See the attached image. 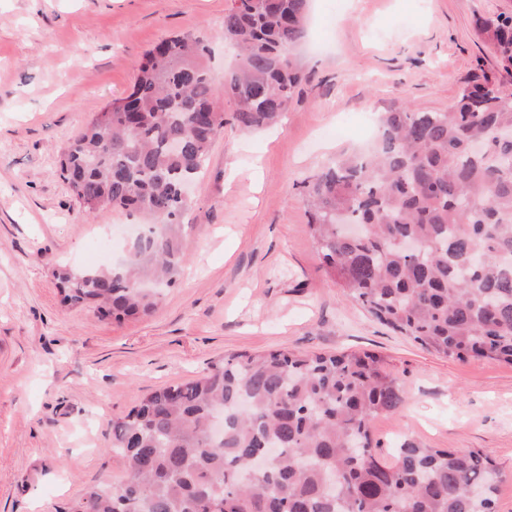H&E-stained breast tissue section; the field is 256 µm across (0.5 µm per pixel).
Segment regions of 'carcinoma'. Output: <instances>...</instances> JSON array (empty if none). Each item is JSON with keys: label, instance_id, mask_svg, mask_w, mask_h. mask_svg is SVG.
Masks as SVG:
<instances>
[{"label": "carcinoma", "instance_id": "obj_1", "mask_svg": "<svg viewBox=\"0 0 512 512\" xmlns=\"http://www.w3.org/2000/svg\"><path fill=\"white\" fill-rule=\"evenodd\" d=\"M309 0H233L224 41L236 68L217 81L208 43L168 38L132 91L93 114L60 155L88 219L137 215L109 268L55 270L62 301L100 317L148 316L186 262L185 183L224 127L278 122L307 80L293 53ZM512 69V16L477 23ZM512 90L492 78L443 112H385L373 149L302 182L326 273L374 319L459 361L512 365ZM181 144L173 152L169 145ZM413 239L416 253L403 248ZM403 403L369 353L228 355L199 377L144 396L112 420L119 483L85 487L61 512H497L502 475L482 450L406 440L383 460L371 424ZM274 457L262 470L253 458Z\"/></svg>", "mask_w": 512, "mask_h": 512}]
</instances>
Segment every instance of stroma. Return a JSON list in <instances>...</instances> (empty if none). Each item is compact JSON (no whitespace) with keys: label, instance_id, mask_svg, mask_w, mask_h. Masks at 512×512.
Returning a JSON list of instances; mask_svg holds the SVG:
<instances>
[{"label":"stroma","instance_id":"1","mask_svg":"<svg viewBox=\"0 0 512 512\" xmlns=\"http://www.w3.org/2000/svg\"><path fill=\"white\" fill-rule=\"evenodd\" d=\"M231 3L0 0V512H58L121 480L113 418L224 356L279 350L380 356L404 394L372 423L381 458L407 438L484 450L506 476L498 512H512V366L438 355L349 300L322 266L301 188L366 147L381 112L446 109L486 74L512 87L476 31L512 0H312L295 50L309 81L278 127L216 136L185 216L184 270L156 311L117 322L62 304L53 269L112 266L126 221L109 209L84 220L62 149L165 38L209 39L223 76L236 62L222 39Z\"/></svg>","mask_w":512,"mask_h":512}]
</instances>
